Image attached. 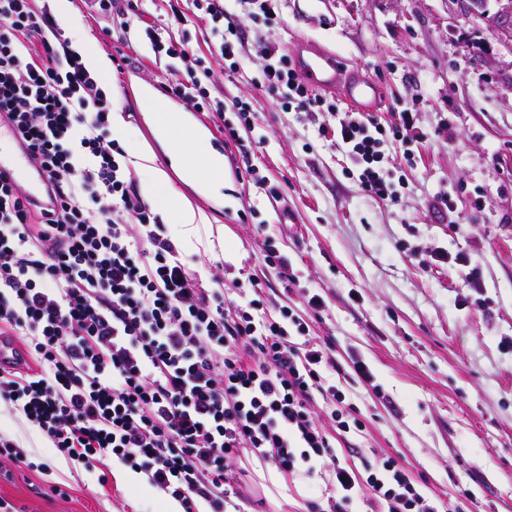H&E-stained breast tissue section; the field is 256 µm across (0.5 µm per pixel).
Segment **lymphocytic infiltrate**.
<instances>
[{
	"mask_svg": "<svg viewBox=\"0 0 512 512\" xmlns=\"http://www.w3.org/2000/svg\"><path fill=\"white\" fill-rule=\"evenodd\" d=\"M83 11L130 30L139 0H80ZM168 27L204 21L222 59L244 34L224 0H168ZM155 57L173 59L163 91L220 125L226 143L251 131L246 103L211 96L209 68L149 26ZM257 87L304 110L312 99L286 53L261 44ZM112 97L38 0H0V126L44 175L42 197L0 178V337L26 357L0 365V400L60 452L90 468L112 458L144 473L184 512H227L245 499L235 460L252 455L287 475H321L327 512L365 497L379 512H440L438 499L392 458L357 467L335 442L365 417L336 385L329 347L304 317L263 298L225 303L224 277L203 282L137 190L109 124ZM318 133L356 168L368 196L396 200L382 167L388 140L406 158L429 134L416 113L390 124L337 113ZM245 173L265 185L247 150Z\"/></svg>",
	"mask_w": 512,
	"mask_h": 512,
	"instance_id": "obj_1",
	"label": "lymphocytic infiltrate"
}]
</instances>
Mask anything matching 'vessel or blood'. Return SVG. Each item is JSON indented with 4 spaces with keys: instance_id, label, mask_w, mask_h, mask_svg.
<instances>
[{
    "instance_id": "b4317fda",
    "label": "vessel or blood",
    "mask_w": 512,
    "mask_h": 512,
    "mask_svg": "<svg viewBox=\"0 0 512 512\" xmlns=\"http://www.w3.org/2000/svg\"><path fill=\"white\" fill-rule=\"evenodd\" d=\"M294 65L308 86L317 90H333L350 103L363 107L375 106L380 89L375 79L345 72L335 54L314 45L298 41L292 51ZM0 174L15 181L30 194H39L43 177L28 162L17 161L8 145L0 142Z\"/></svg>"
}]
</instances>
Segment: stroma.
Listing matches in <instances>:
<instances>
[{
	"label": "stroma",
	"mask_w": 512,
	"mask_h": 512,
	"mask_svg": "<svg viewBox=\"0 0 512 512\" xmlns=\"http://www.w3.org/2000/svg\"><path fill=\"white\" fill-rule=\"evenodd\" d=\"M226 8L247 33L238 72H229L200 24L172 37L188 41L211 68L213 93L250 104L255 129L245 146L275 187L273 197L229 159L219 196L171 169L165 143L143 115L146 101L159 99L202 139L209 119L154 89L167 61L154 57L144 28L164 23L166 0H144L143 23L123 43L106 35V20H85L76 6L60 25L69 38L82 30L101 55L128 56L123 73L101 85L128 124L121 145L152 151L167 172L168 185L151 204L169 235L178 234L173 220L181 205L207 219L200 243L180 247L190 267L205 279L207 264L222 262L229 301L259 289L268 305L304 315L309 297L322 296L311 335L330 341L340 366L360 359L373 374L369 384L350 388L367 420L345 447L363 460L393 458L425 494L463 512H512V39L471 15L466 0H281V21L269 29L255 28L234 0ZM260 37L286 51L301 39L317 41L380 79L381 120L404 108L417 112L430 139L414 160H405L398 142L385 147L392 177L404 183L398 201L373 200L346 174L345 157L318 133L329 113L284 108L278 96L255 88ZM443 191L468 226L465 236L432 212ZM280 196L295 219L286 233L277 218ZM261 221L298 272L292 293L264 262L254 229ZM435 248L449 253L448 263L419 266L421 253ZM459 254L478 266L481 287L472 286L471 266L456 262ZM383 394L391 406L380 402ZM0 434L28 455L27 463L0 469V497L24 512H161L165 492L145 481L119 483L124 466L117 461L89 470L72 462L4 403ZM239 467L247 512H308L321 498L320 478L287 480L283 493L271 482V465L253 457Z\"/></svg>",
	"instance_id": "obj_1"
}]
</instances>
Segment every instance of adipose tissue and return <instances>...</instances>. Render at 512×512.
Listing matches in <instances>:
<instances>
[{"instance_id":"adipose-tissue-1","label":"adipose tissue","mask_w":512,"mask_h":512,"mask_svg":"<svg viewBox=\"0 0 512 512\" xmlns=\"http://www.w3.org/2000/svg\"><path fill=\"white\" fill-rule=\"evenodd\" d=\"M158 131L174 166L186 179L201 182L208 190L220 192L224 186V158L199 137L188 135L181 125L160 118Z\"/></svg>"}]
</instances>
